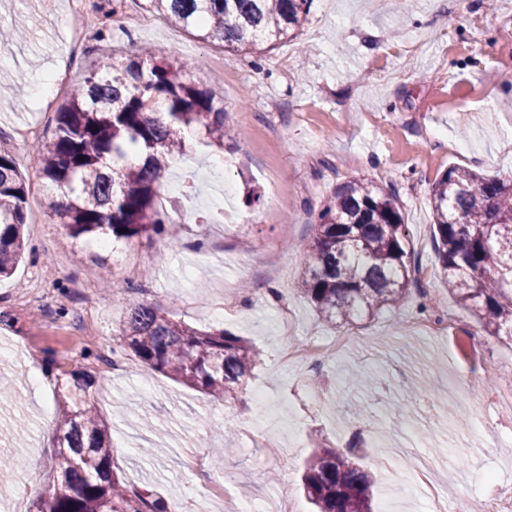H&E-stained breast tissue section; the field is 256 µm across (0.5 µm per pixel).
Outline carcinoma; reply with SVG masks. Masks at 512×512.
I'll return each instance as SVG.
<instances>
[{"instance_id":"cac0c4a2","label":"carcinoma","mask_w":512,"mask_h":512,"mask_svg":"<svg viewBox=\"0 0 512 512\" xmlns=\"http://www.w3.org/2000/svg\"><path fill=\"white\" fill-rule=\"evenodd\" d=\"M311 0H145V8L202 41L251 53L299 35ZM188 63L172 54L135 55L123 68L75 85L55 112L54 134L31 153L60 197L56 215L72 238L112 235L131 241L159 234L156 207L184 131L224 147V99L215 87L185 80ZM145 150L139 164L128 154ZM28 187L14 155L0 152V277L9 278L27 249ZM433 240L448 291L483 331L512 341V179L451 167L429 193ZM396 196L352 179L337 186L313 225L307 269L298 284L322 319L334 325L368 320L397 306L418 267ZM122 341L150 369L209 396L236 399L261 351L227 330L203 331L145 302L127 308ZM60 478L36 512H170L150 493L130 491L112 470V435L88 400L92 381H62ZM303 488L316 512H371L370 473L330 449L313 453Z\"/></svg>"}]
</instances>
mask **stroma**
Segmentation results:
<instances>
[{"mask_svg": "<svg viewBox=\"0 0 512 512\" xmlns=\"http://www.w3.org/2000/svg\"><path fill=\"white\" fill-rule=\"evenodd\" d=\"M112 0L106 42L68 60L66 0H0V151L13 154L34 200L26 238L34 259L0 281V457L21 468L0 478V512H36L56 479V397L61 380L92 377L91 400L112 430L114 471L130 489L173 502L178 512H240L261 503L280 512L293 498L311 512L301 474L316 448L361 449L373 472L372 512H427L403 492L402 451L434 458L452 494L481 512L487 480L512 489V342L481 333L449 294L432 239L430 187L448 168L512 177V14L502 0H411L407 18L379 0H313L299 36L248 55L195 39L145 11ZM187 61L188 80L224 89L223 173L210 147L177 157L167 184L189 193L183 224L108 247L70 238L17 128L49 137L44 75L64 68L68 85L124 66L136 47ZM363 179L393 191L407 226L419 283L373 320L338 326L301 294L305 251L327 196ZM235 194L222 199V182ZM137 295L199 329H226L264 355L230 403L151 370L123 349L127 300ZM454 317L444 336L421 333L427 298ZM293 314L296 339L348 337L322 367L280 363L278 315ZM479 343L459 354L457 338ZM376 378L349 421L348 372ZM274 433L284 453L270 461L257 438ZM155 448L148 456L144 447ZM230 449L219 458L213 451Z\"/></svg>", "mask_w": 512, "mask_h": 512, "instance_id": "stroma-1", "label": "stroma"}]
</instances>
